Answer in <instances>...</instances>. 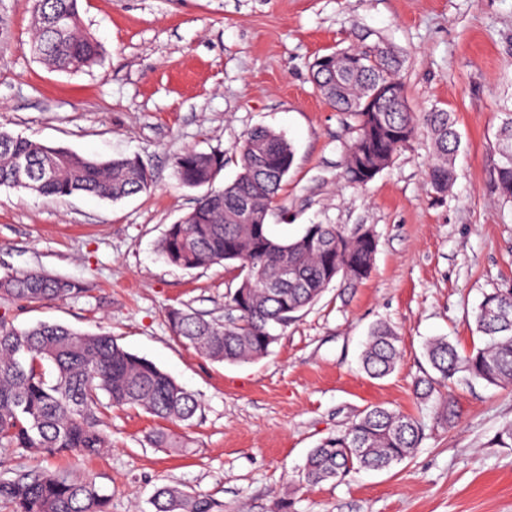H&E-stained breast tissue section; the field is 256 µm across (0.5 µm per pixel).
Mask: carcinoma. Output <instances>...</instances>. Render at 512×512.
Instances as JSON below:
<instances>
[{"label":"carcinoma","mask_w":512,"mask_h":512,"mask_svg":"<svg viewBox=\"0 0 512 512\" xmlns=\"http://www.w3.org/2000/svg\"><path fill=\"white\" fill-rule=\"evenodd\" d=\"M80 0H32L31 53L51 68L80 71L101 57L98 40L81 24ZM400 62L393 52L374 48L363 55V70L337 77L330 95L318 63L311 79L328 103L355 123L357 137L345 159L348 181L365 185L392 162L399 148L424 127L431 139L428 181L445 194L455 181L454 156L461 137L452 114L443 109L417 114L406 97L377 102V86L398 81ZM494 167L498 195L512 201V113L497 133ZM34 174L19 179L20 162ZM241 171L230 184L199 197L180 222L159 241L163 259L192 270L222 264L237 271L230 298L237 317L229 324L208 320L191 309L167 313L174 335L217 363H249L265 357L276 341L274 325L314 304L340 277L353 287L371 273L377 249L374 230L311 224L293 241H276L267 229L270 208L294 161L291 144L279 133L259 128L245 137ZM224 167L219 154L187 149L174 160L180 184L213 183ZM152 178L137 158L97 161L62 147L0 130V187L62 199L90 194L111 201L150 189ZM249 209L254 219L243 218ZM288 264V281L279 280ZM82 292L67 278L40 269L0 277V300L36 304ZM484 344L461 355L446 337L430 340L425 356L432 370L416 382L429 396L463 373L493 386H512V290L484 297L475 313ZM402 357L400 337L389 325H376L362 352L363 370L373 378L391 374ZM113 407L140 408L163 421L190 423L202 409L197 397L153 362L130 353L107 333L90 334L57 323L17 327L0 317V447L27 448L46 455L66 453L85 459L108 447L102 415ZM423 440L418 419L399 410L373 406L342 433L309 453L305 479L311 485L353 470H382L409 458ZM158 448L186 447L183 436L158 430ZM0 500L12 512H109L110 498L95 481L64 468L18 472L0 478ZM155 512H218L207 495L176 484L156 489Z\"/></svg>","instance_id":"1"}]
</instances>
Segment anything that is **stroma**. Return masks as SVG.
<instances>
[{"mask_svg":"<svg viewBox=\"0 0 512 512\" xmlns=\"http://www.w3.org/2000/svg\"><path fill=\"white\" fill-rule=\"evenodd\" d=\"M82 25L102 44L98 64L50 68L29 51L30 0H0V128L106 161L138 157L152 187L112 202L49 200L0 188V277L40 269L77 283L79 295L0 303L15 325L58 323L112 333L194 393L192 425L170 424L188 446L153 447L160 420L142 409L107 417L109 448L81 461L111 498V512H154L163 484L211 496L222 512H512V447L493 445L512 423V387L456 378L425 399L424 343L445 336L459 352L481 345L474 313L512 289V202L492 184L496 132L512 107V0H82ZM391 47L410 107L451 112L461 136L448 193L428 184L426 130L363 186L349 184L356 137L316 89L310 65L341 49ZM267 127L294 148L268 232L292 241L311 224L372 227L370 276L333 282L276 328L268 356L214 363L172 332L170 308L231 318L238 281L224 266L184 270L157 248L202 195L177 181L187 149L218 153L215 187L241 170L247 132ZM391 325L403 357L389 376L360 367L372 326ZM452 399L449 423L434 408ZM373 405L421 418L425 438L404 462L318 485L304 480L312 448Z\"/></svg>","mask_w":512,"mask_h":512,"instance_id":"stroma-1","label":"stroma"}]
</instances>
